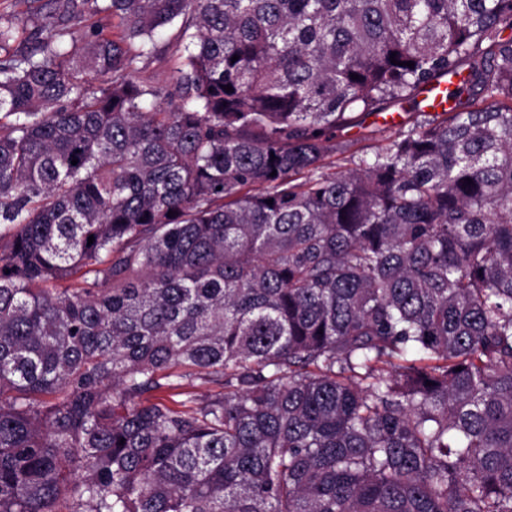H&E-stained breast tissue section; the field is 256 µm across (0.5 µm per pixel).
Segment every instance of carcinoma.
<instances>
[{
  "instance_id": "1",
  "label": "carcinoma",
  "mask_w": 512,
  "mask_h": 512,
  "mask_svg": "<svg viewBox=\"0 0 512 512\" xmlns=\"http://www.w3.org/2000/svg\"><path fill=\"white\" fill-rule=\"evenodd\" d=\"M507 31L512 0L0 13V512H512ZM156 45L154 58L146 67L138 70L134 74V78L138 82L156 87L163 93L172 92L170 77L181 64L183 48L177 51L175 47L168 45L166 35L157 38ZM448 86V80L445 76L437 78L433 81V84L426 86L420 93V99L427 104L425 108L439 111L442 105L443 107H448V104L440 94V91L447 89ZM427 109L425 110L428 111ZM400 108H401L400 105H395V106H391L387 112L381 113L380 115L364 116V115L360 114V112H356V113H354V116H356L355 117L356 122L357 123L362 122L363 126H369V127L378 126L379 128L388 127L394 131L395 129L402 126V124L404 125V124L408 123L409 121H411V115H409L408 112H406V111L400 112ZM395 111H399V112H395ZM389 115H393L396 118L395 121L388 122L387 119H388ZM385 123H387V125ZM391 125H396V126H391Z\"/></svg>"
}]
</instances>
